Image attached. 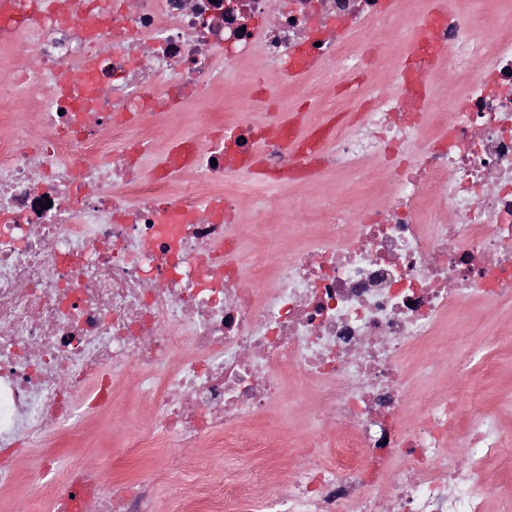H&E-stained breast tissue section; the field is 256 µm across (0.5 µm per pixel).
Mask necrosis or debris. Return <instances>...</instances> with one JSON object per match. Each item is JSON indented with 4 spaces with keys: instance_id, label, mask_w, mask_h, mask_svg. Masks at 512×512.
I'll return each instance as SVG.
<instances>
[{
    "instance_id": "4bbe7bcc",
    "label": "necrosis or debris",
    "mask_w": 512,
    "mask_h": 512,
    "mask_svg": "<svg viewBox=\"0 0 512 512\" xmlns=\"http://www.w3.org/2000/svg\"><path fill=\"white\" fill-rule=\"evenodd\" d=\"M125 2L0 11V45L23 60L0 84L40 115L36 131L16 132L0 94V489L20 479L15 452L79 430L125 375L150 395L157 426L130 454L203 437L265 447L258 430L289 369L321 384L314 416L333 441L289 453L287 493L268 467L195 482L180 512H251L257 500L267 512H486L478 484L501 453L498 423L462 415L452 393L413 412L404 369L451 312L477 297L512 303V25L476 29L439 0L409 67L366 83V127L318 124L301 138L286 125L272 138L246 108L200 130L207 153L147 170L142 128L165 125L189 90L221 93L217 68L252 59L344 85L369 55L362 28L387 21L394 43L409 31L392 21L396 0ZM439 66L461 85L443 118L415 109ZM301 155L324 169L373 156L392 191L350 222L342 192L315 219L323 235L266 268L243 255L238 229L264 223L240 203L267 184L238 177L259 158L296 181ZM452 431L462 456L447 453ZM166 478L109 480L88 463L66 472L53 505L155 512Z\"/></svg>"
}]
</instances>
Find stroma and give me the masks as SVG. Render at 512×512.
Wrapping results in <instances>:
<instances>
[{
    "instance_id": "obj_1",
    "label": "stroma",
    "mask_w": 512,
    "mask_h": 512,
    "mask_svg": "<svg viewBox=\"0 0 512 512\" xmlns=\"http://www.w3.org/2000/svg\"><path fill=\"white\" fill-rule=\"evenodd\" d=\"M223 83L227 96L213 101L191 94L168 127L145 129V136L155 143L157 152H165L176 141L193 136L212 119L236 111L239 106L247 105L254 112L263 113L265 78L258 75L256 68L247 66L237 72L224 73ZM341 94L340 88L331 87L329 82L318 78L290 77L276 88L275 112L285 119L295 113L303 114L309 125L326 121L332 117L330 97ZM367 176L368 170L363 167L354 171L328 170L310 183L270 182L264 196L247 202L249 209L264 211L267 221L242 229L244 254L271 260L278 254L308 245L315 240V233L307 224L284 222L282 202L292 199L295 210L310 217L335 198L340 183H348L355 192ZM491 336L512 337V304L487 310L483 327L478 331L469 327L465 313H451L438 336L406 363L411 378L408 398L412 407H419L422 400L456 388L460 391L461 411L478 407L501 414L504 453L485 470L484 481L489 485L512 481V346L498 348L495 373L475 370L462 385L457 382L453 365L458 356L475 343ZM112 391V403L119 406V413L107 410L88 415L80 432L63 437L49 436L43 447L29 448L17 455L20 472L37 467L46 456L53 459L55 470L42 487L34 489L22 481L12 489L0 491V512H50L59 477L90 459L101 462L107 473L143 480L154 478L169 459L185 461L191 469L190 476L176 479L170 487L162 488L156 512H178L177 502L192 489L194 479L218 478L231 471L246 481L256 467L264 464L276 467L277 484L284 487L288 484V453L306 447L320 431L319 423L310 417V410L319 399L320 386L292 372L284 377L282 395L267 414L272 429L271 447L258 453L249 448L232 453L214 448L204 439L193 448L170 446L153 459L140 460L126 454L125 444L132 435L150 427L153 419L150 399L137 393L130 380L123 377L114 381Z\"/></svg>"
}]
</instances>
